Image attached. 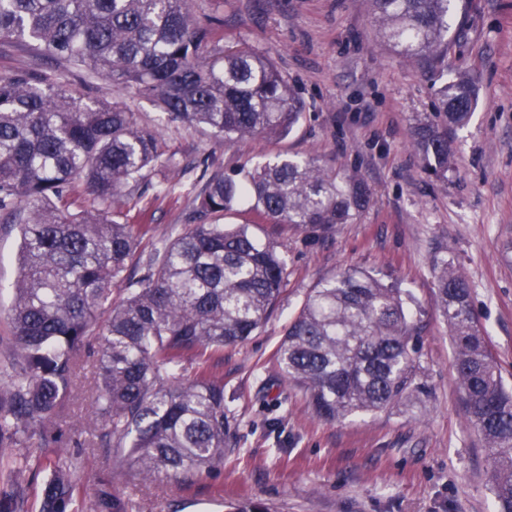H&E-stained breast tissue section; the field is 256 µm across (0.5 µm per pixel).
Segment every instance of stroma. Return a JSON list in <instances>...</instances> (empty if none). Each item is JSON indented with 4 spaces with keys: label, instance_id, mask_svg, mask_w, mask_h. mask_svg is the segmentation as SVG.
Here are the masks:
<instances>
[{
    "label": "stroma",
    "instance_id": "stroma-1",
    "mask_svg": "<svg viewBox=\"0 0 512 512\" xmlns=\"http://www.w3.org/2000/svg\"><path fill=\"white\" fill-rule=\"evenodd\" d=\"M197 20L223 19L222 45L244 43L271 57L305 110L280 139L225 142L210 128L166 121L134 90L73 80L84 97L126 106L157 128L171 157L126 189L116 210L128 223L151 213L143 249L183 232L194 217L203 173L233 174L281 155L318 158L328 170L358 172L371 201L355 223L319 236L265 224L247 206L225 223L250 224L274 241L288 284L268 322L224 351V408L237 451L221 474L192 486L144 482L89 454L77 481L93 496L99 475L132 512H225L229 503L259 512H495L492 470L464 416L455 346L435 307L434 262L464 275L503 381L512 387V0H468L449 78L468 77L477 104L465 125L449 126L452 164L439 179L412 144L417 116L432 112L441 78L385 46L369 0H195ZM50 54L0 44V72L60 70ZM20 236L0 223V307L12 302ZM360 267L409 290L424 326L418 358L429 396L333 423L317 418L280 376L274 353L311 288L338 270ZM97 353L81 360L68 426L94 419Z\"/></svg>",
    "mask_w": 512,
    "mask_h": 512
}]
</instances>
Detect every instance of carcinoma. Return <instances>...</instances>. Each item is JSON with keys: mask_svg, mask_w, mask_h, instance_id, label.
<instances>
[{"mask_svg": "<svg viewBox=\"0 0 512 512\" xmlns=\"http://www.w3.org/2000/svg\"><path fill=\"white\" fill-rule=\"evenodd\" d=\"M383 42L447 71L455 0H370ZM193 0H0V43L30 41L90 77L130 87L171 122L206 125L226 141L273 138L303 104L268 57L224 47L197 23ZM438 111L419 120L414 146L429 172L448 173V128L464 123L474 86L443 81ZM158 130L107 101L76 96L56 73L0 74V223L20 232V272L0 358V512H25L41 471L39 512H128L98 478L85 500L74 480L87 451L133 476L191 486L234 454L224 412V349L271 317L288 282L277 245L248 224L213 222L246 200L269 224L328 233L366 209L365 181L326 171L314 157L279 155L248 171L216 173L196 197L197 223L140 251L145 224L116 220L112 203L148 171L170 163ZM435 301L456 349L454 368L469 424L493 461L497 512H512V391L474 319L470 287L448 259L435 263ZM125 297L112 303V287ZM410 292L348 268L319 282L289 322L276 353L280 374L321 420L383 411L420 398L422 332ZM108 310L100 335L98 315ZM97 345V414L89 447H61L59 422L80 368Z\"/></svg>", "mask_w": 512, "mask_h": 512, "instance_id": "obj_1", "label": "carcinoma"}]
</instances>
